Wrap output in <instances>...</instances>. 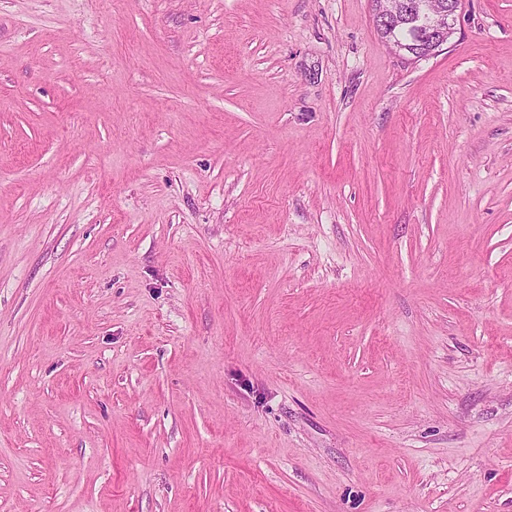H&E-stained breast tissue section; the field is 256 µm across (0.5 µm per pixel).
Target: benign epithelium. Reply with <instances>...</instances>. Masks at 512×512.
Here are the masks:
<instances>
[{"instance_id":"obj_1","label":"benign epithelium","mask_w":512,"mask_h":512,"mask_svg":"<svg viewBox=\"0 0 512 512\" xmlns=\"http://www.w3.org/2000/svg\"><path fill=\"white\" fill-rule=\"evenodd\" d=\"M461 8L462 0H448V3L437 7L432 5V0H400L397 12L392 18L379 9L375 10L374 24L385 27L393 22L398 23L403 18L411 19L423 30L432 47L440 48L448 44L454 34L455 22Z\"/></svg>"}]
</instances>
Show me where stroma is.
I'll list each match as a JSON object with an SVG mask.
<instances>
[{
  "label": "stroma",
  "mask_w": 512,
  "mask_h": 512,
  "mask_svg": "<svg viewBox=\"0 0 512 512\" xmlns=\"http://www.w3.org/2000/svg\"><path fill=\"white\" fill-rule=\"evenodd\" d=\"M0 0V512H512V0ZM398 9L394 18H390L377 8L374 14V24L378 27H385L400 19L408 18L423 30L425 38L432 43L433 49L428 47L427 55L436 49L448 44V40L454 34L455 22L459 11L462 8L463 0H448V5L442 3L440 6H433V0H399Z\"/></svg>",
  "instance_id": "35a3bbf8"
}]
</instances>
